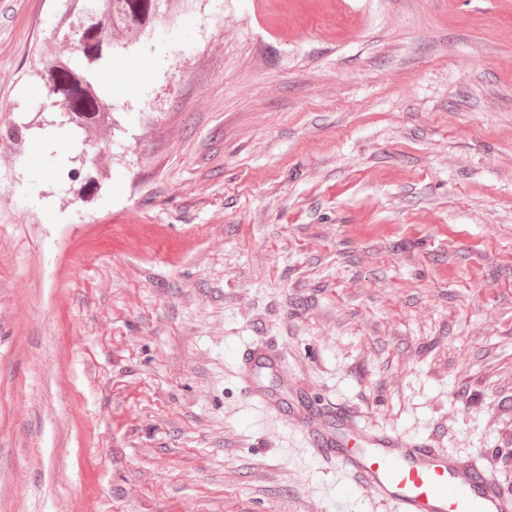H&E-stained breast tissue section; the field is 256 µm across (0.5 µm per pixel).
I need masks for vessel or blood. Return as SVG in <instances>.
<instances>
[{"mask_svg": "<svg viewBox=\"0 0 512 512\" xmlns=\"http://www.w3.org/2000/svg\"><path fill=\"white\" fill-rule=\"evenodd\" d=\"M246 391L300 428L324 463L349 472L366 495L394 512H512V491L476 459H460L431 440H404L387 432L365 434L359 412L332 403L285 405L260 377L281 368L278 352L251 347L239 354Z\"/></svg>", "mask_w": 512, "mask_h": 512, "instance_id": "vessel-or-blood-1", "label": "vessel or blood"}]
</instances>
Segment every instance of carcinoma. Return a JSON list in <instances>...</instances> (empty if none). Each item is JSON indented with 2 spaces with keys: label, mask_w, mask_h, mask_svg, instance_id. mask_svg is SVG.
Here are the masks:
<instances>
[{
  "label": "carcinoma",
  "mask_w": 512,
  "mask_h": 512,
  "mask_svg": "<svg viewBox=\"0 0 512 512\" xmlns=\"http://www.w3.org/2000/svg\"><path fill=\"white\" fill-rule=\"evenodd\" d=\"M166 0H98L97 8L83 10L76 25L62 26L58 36L69 41L74 55L43 61L40 76L49 96L63 101L68 120L81 123L103 111L107 97L99 74L114 52L115 28L145 31L161 22Z\"/></svg>",
  "instance_id": "obj_1"
}]
</instances>
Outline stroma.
<instances>
[{
    "label": "stroma",
    "instance_id": "obj_1",
    "mask_svg": "<svg viewBox=\"0 0 512 512\" xmlns=\"http://www.w3.org/2000/svg\"><path fill=\"white\" fill-rule=\"evenodd\" d=\"M169 8L80 127L58 0H0V512H393L246 395L256 345L512 489V0Z\"/></svg>",
    "mask_w": 512,
    "mask_h": 512
}]
</instances>
